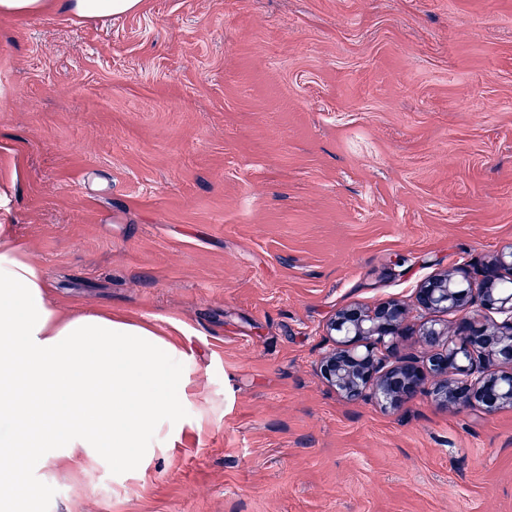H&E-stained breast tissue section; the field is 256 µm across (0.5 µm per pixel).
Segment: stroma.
Segmentation results:
<instances>
[{"label":"stroma","instance_id":"1","mask_svg":"<svg viewBox=\"0 0 512 512\" xmlns=\"http://www.w3.org/2000/svg\"><path fill=\"white\" fill-rule=\"evenodd\" d=\"M0 222L63 313L185 357L150 461L73 449L38 512H512V409L317 373L339 309L512 243V0L1 15Z\"/></svg>","mask_w":512,"mask_h":512}]
</instances>
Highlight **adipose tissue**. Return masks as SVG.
Here are the masks:
<instances>
[{"instance_id": "adipose-tissue-1", "label": "adipose tissue", "mask_w": 512, "mask_h": 512, "mask_svg": "<svg viewBox=\"0 0 512 512\" xmlns=\"http://www.w3.org/2000/svg\"><path fill=\"white\" fill-rule=\"evenodd\" d=\"M58 3L81 18H119L142 0ZM5 232L0 224V447L13 464L0 470V512H35L18 488L63 449H91L119 470L138 465L151 433L178 428L185 380L152 332L107 314L60 315L40 267Z\"/></svg>"}]
</instances>
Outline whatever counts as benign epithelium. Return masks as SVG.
<instances>
[{"label": "benign epithelium", "instance_id": "7a95c632", "mask_svg": "<svg viewBox=\"0 0 512 512\" xmlns=\"http://www.w3.org/2000/svg\"><path fill=\"white\" fill-rule=\"evenodd\" d=\"M506 279H512V244L483 265L477 283L462 271L417 288L419 309L459 314L452 335L436 321L415 333L430 350L422 367L413 358L387 363L397 344L413 334L404 304L383 300L340 309L327 325L334 346L320 360L322 380L350 400L370 398L389 410L422 393L446 409L512 408V291L499 287Z\"/></svg>", "mask_w": 512, "mask_h": 512}]
</instances>
